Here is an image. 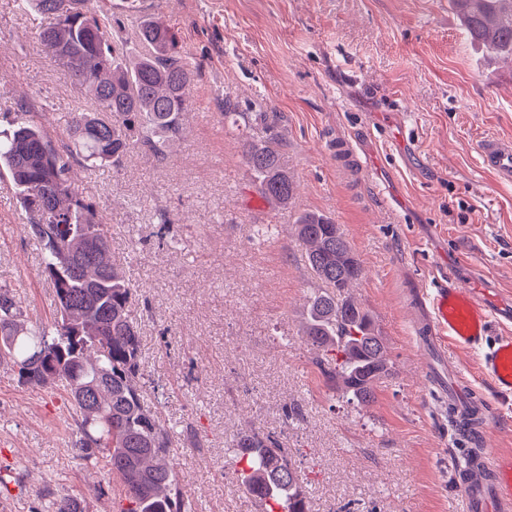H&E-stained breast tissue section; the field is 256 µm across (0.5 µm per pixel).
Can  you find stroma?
<instances>
[{
    "label": "stroma",
    "mask_w": 512,
    "mask_h": 512,
    "mask_svg": "<svg viewBox=\"0 0 512 512\" xmlns=\"http://www.w3.org/2000/svg\"><path fill=\"white\" fill-rule=\"evenodd\" d=\"M198 69L193 110L164 161L133 149L124 169L72 184L112 227L142 336L141 370L161 385L148 405L175 433L174 471L198 512H257L228 463L236 435L279 438L299 466L308 512H461L449 463L469 442L450 434L410 331L409 292L438 272H483L512 306V183L484 171V138L512 139V60L481 58L448 0H139ZM42 18L0 0V113H46L64 130L92 103L44 51ZM273 112L297 182L271 206L252 186L224 103ZM355 135L358 161L337 160ZM339 224L363 275L352 293L387 346L390 371L366 405L348 402L299 334L313 287L296 213ZM27 215L0 168V282L19 284L28 317L49 322L52 290ZM299 416L285 421L284 406ZM63 391L22 384L0 364V512H47L71 496L115 512L124 496L103 460L73 452Z\"/></svg>",
    "instance_id": "stroma-1"
}]
</instances>
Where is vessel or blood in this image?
Listing matches in <instances>:
<instances>
[{"instance_id": "vessel-or-blood-1", "label": "vessel or blood", "mask_w": 512, "mask_h": 512, "mask_svg": "<svg viewBox=\"0 0 512 512\" xmlns=\"http://www.w3.org/2000/svg\"><path fill=\"white\" fill-rule=\"evenodd\" d=\"M479 157L484 169L512 182V142L483 140ZM484 289L459 285L448 275L436 277L427 295L419 329L424 342L443 341L482 351L481 371L488 379L492 397L477 403L461 375L449 372L439 385L448 398V424L453 431L467 429L471 413L480 420L471 429L473 439H482L498 421V402L512 398V310L502 314L484 300ZM463 503V512H512V449H483L476 471L459 467L452 474Z\"/></svg>"}]
</instances>
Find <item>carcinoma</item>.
<instances>
[{
    "mask_svg": "<svg viewBox=\"0 0 512 512\" xmlns=\"http://www.w3.org/2000/svg\"><path fill=\"white\" fill-rule=\"evenodd\" d=\"M48 19L42 49L65 66L90 95L92 112H75L65 136L53 137L43 116L3 112L0 165L29 214L28 231L42 250V273L54 290L55 316L31 324L16 287L0 283V361L22 383L62 390L75 422V450L104 458L122 482L127 506L119 512H190L176 487L170 460L173 435L160 411L144 405L140 336L130 315L133 288L112 260V227L72 187V164L92 171L121 169L130 150L143 145L165 159L192 111L193 69L183 61L177 32L158 18L136 29L141 52L124 51L122 31L91 0H27ZM471 44L482 57H512V0H450ZM265 136L242 141L253 185L282 208L296 184L279 149L276 116L258 113ZM55 226L46 240L41 226ZM314 287L303 335L321 354V369L359 404L374 400L388 373L387 348L370 315L348 293L362 265L335 221L316 211L294 218ZM238 479L267 512H307L306 495L291 453L278 439L254 430L234 443Z\"/></svg>",
    "mask_w": 512,
    "mask_h": 512,
    "instance_id": "1",
    "label": "carcinoma"
}]
</instances>
